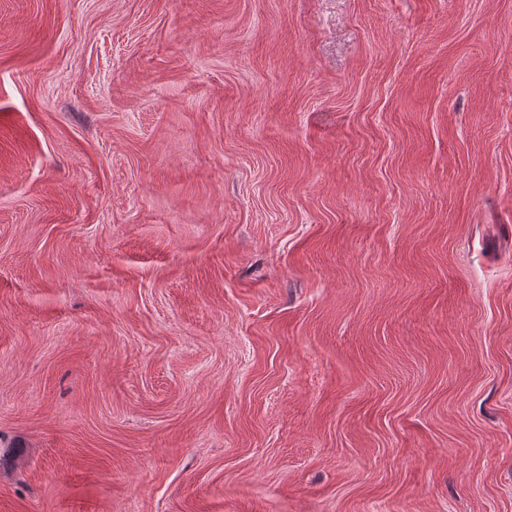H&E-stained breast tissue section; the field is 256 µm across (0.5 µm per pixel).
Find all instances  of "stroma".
Wrapping results in <instances>:
<instances>
[{
	"label": "stroma",
	"instance_id": "1",
	"mask_svg": "<svg viewBox=\"0 0 512 512\" xmlns=\"http://www.w3.org/2000/svg\"><path fill=\"white\" fill-rule=\"evenodd\" d=\"M0 512H512V0H0Z\"/></svg>",
	"mask_w": 512,
	"mask_h": 512
}]
</instances>
